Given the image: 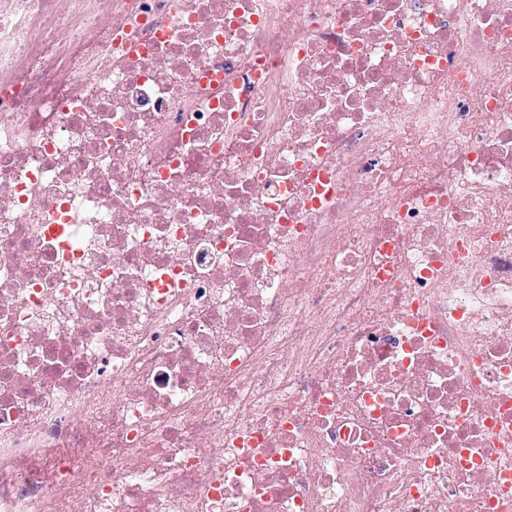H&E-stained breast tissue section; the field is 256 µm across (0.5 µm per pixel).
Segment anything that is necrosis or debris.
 <instances>
[{"label": "necrosis or debris", "instance_id": "4bbe7bcc", "mask_svg": "<svg viewBox=\"0 0 512 512\" xmlns=\"http://www.w3.org/2000/svg\"><path fill=\"white\" fill-rule=\"evenodd\" d=\"M0 512H512V0H0Z\"/></svg>", "mask_w": 512, "mask_h": 512}]
</instances>
